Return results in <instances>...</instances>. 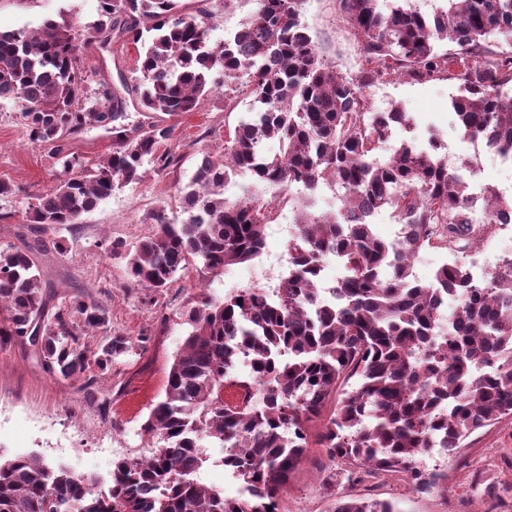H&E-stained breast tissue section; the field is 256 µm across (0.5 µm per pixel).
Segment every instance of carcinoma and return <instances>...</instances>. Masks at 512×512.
<instances>
[{
  "label": "carcinoma",
  "instance_id": "obj_1",
  "mask_svg": "<svg viewBox=\"0 0 512 512\" xmlns=\"http://www.w3.org/2000/svg\"><path fill=\"white\" fill-rule=\"evenodd\" d=\"M241 27L211 40L204 22L180 14V0H98L100 19L83 30L65 14L39 28L0 29V102L18 106L30 144L61 163L56 185L34 197L26 223L40 233L80 223L99 201L173 165L161 147L174 126L130 121L137 112L179 116L198 109L218 79L227 106L249 101L246 116L224 129V154L204 148L191 181L175 183L184 215L150 214L153 231L134 244L114 241L125 285L163 293L190 268L219 276L259 256L278 194L298 184L288 239V277L274 293L248 288L217 303L200 292L182 312L190 330L166 376L165 397L143 431L157 439L144 458L114 464L97 480L28 456L0 461V512H267L318 446L357 473L400 475L427 491L443 476H425L420 458L453 450L474 431L512 417V259L478 279L464 263H445L429 282L412 277L423 246L471 247L485 225L512 216V197L481 189L474 216L470 182L437 156L404 143L386 160L372 158L396 126L414 117L393 106L374 112L370 86L394 78L423 82L440 75L457 85L450 106L463 135L496 154L512 153V53H492L489 37L512 41V0H439L427 18L410 0H338L357 39L362 64L342 76L323 58L300 16L303 0H254ZM132 43V83L124 94L104 87L89 103L78 42ZM455 49L441 51L443 41ZM88 127L112 133L113 150L96 168L66 151ZM276 141L279 152L265 144ZM250 176L258 194L230 200L224 185ZM340 189V208L315 210L320 185ZM389 209L399 231L386 241L373 217ZM336 255L346 276L328 298L324 259ZM43 273L32 248L0 249V349L34 344L45 369L76 378L100 374L134 345L112 336L109 307L88 296L64 298L46 313ZM458 301L436 337L448 294ZM242 303H237V300ZM103 333L90 349L85 337ZM249 362L261 388L259 408L232 404L233 369ZM322 428L311 433L316 422ZM228 452L219 460L243 483L237 498L198 473L210 460L203 442ZM334 512H396L392 503L350 498Z\"/></svg>",
  "mask_w": 512,
  "mask_h": 512
}]
</instances>
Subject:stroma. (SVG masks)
I'll return each mask as SVG.
<instances>
[{"instance_id": "obj_1", "label": "stroma", "mask_w": 512, "mask_h": 512, "mask_svg": "<svg viewBox=\"0 0 512 512\" xmlns=\"http://www.w3.org/2000/svg\"><path fill=\"white\" fill-rule=\"evenodd\" d=\"M97 6V0H0V28L35 29L65 13L88 29L99 19ZM301 21L337 72L349 76L358 71L360 49L340 19L336 0H305ZM78 56L91 90L103 84L116 88L133 77L135 51L125 40L114 38L105 45L93 39L80 41ZM455 93V84L444 78L425 83L400 78L368 88L373 111L396 105L416 119L413 131L393 130L377 156H391L409 139L425 146L435 135L446 145L449 169L474 162V187L492 186L511 196L512 166L463 136L450 108ZM239 117V112H226L220 90L205 98L197 111L175 118L156 114V121L175 127L165 144L177 161L175 171L158 174L146 168L140 183L100 201L74 230H59L58 238L69 248L67 255L51 247L36 252L52 301L78 293L91 296L109 306L113 333L144 342L145 347L121 359L109 375L91 369L76 380L44 370L30 345L0 350L1 461L41 457L108 483L115 462L127 457L129 449L150 445L141 426L163 398L169 365L187 335L180 312L188 297L203 291L220 301L241 288L264 287L269 275L287 274L294 220L289 205L281 223L266 226V246L258 258L231 266L217 278L188 272L153 302L145 290L125 287L124 262L107 250L112 239L131 243L150 234V213L171 206L173 184L190 180L200 148L223 152L224 126L236 124ZM60 170L46 150L28 142L17 106L0 104V179L16 188L13 196L0 199V248L32 241L25 211L33 196L54 186ZM511 256L512 224H495L466 259L486 272ZM422 463L428 469L441 465L448 475L445 489L416 493L396 477L362 478L330 459L324 449L313 448L292 474L281 504L286 512H332L337 500L373 497L391 501L397 512H512V419L476 430L442 462L426 455Z\"/></svg>"}]
</instances>
